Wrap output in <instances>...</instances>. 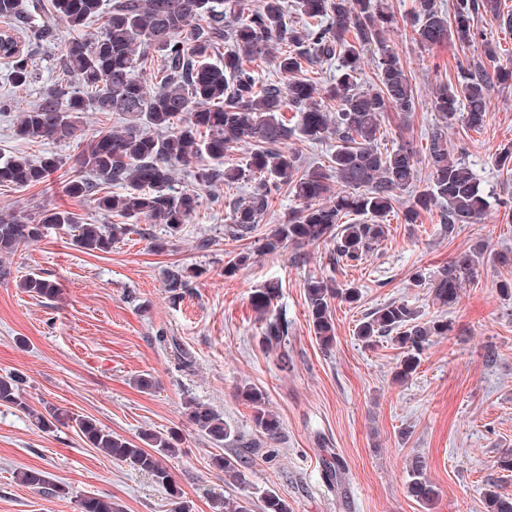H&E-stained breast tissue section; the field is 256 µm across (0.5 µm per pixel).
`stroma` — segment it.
<instances>
[{
  "mask_svg": "<svg viewBox=\"0 0 512 512\" xmlns=\"http://www.w3.org/2000/svg\"><path fill=\"white\" fill-rule=\"evenodd\" d=\"M412 0H387L396 22L388 32L412 80L418 107L406 121L389 116L381 147L413 143L425 151L436 119V88L453 81L459 66L481 60V46L453 45L424 49L410 39ZM73 32L54 25L50 44L38 49L35 77L11 87L9 66L0 59V98L12 100L0 111V158L32 160L55 153L61 167L46 183L15 190L0 187V212L37 216L49 208L80 214L94 224L112 223L90 200L63 190L79 169L75 142L17 139V118L34 105L61 73L62 54ZM491 107L480 131L461 125L448 129V149L476 173L490 204L484 223L469 224L455 237L440 233L438 211L408 224L401 211L388 217V233L362 263L332 266L324 246L294 244L263 254L233 275L226 262L244 248L229 237L227 204L255 185L252 176L229 186L205 188L197 165L175 171L178 187L199 191L200 205L182 231L166 237L164 227L139 221L108 252H84L71 230L51 226L39 241L6 259L11 270L0 279V375L23 379L27 410L0 406V512H78L81 495L110 497L117 512H173L175 503L154 480L88 447L72 422L39 430L30 410L52 404L71 417L88 416L129 440L141 432L177 431L181 441L166 465L190 501L193 512H214L224 498L244 497L254 512L261 498L276 491L293 512H486L489 486L512 495V472L498 461L512 451V299L501 296L497 282L512 274L500 258L512 257V173L489 162L498 146L512 142V84L493 85ZM166 238L164 251L155 239ZM487 241L493 253L463 284L446 316L452 324L421 355L409 379L394 381L400 351L390 340L367 345L356 335L366 314L404 300L428 320L438 313L427 286H415L414 273L433 276L449 260ZM189 265L199 276L183 297L168 298L166 270ZM36 273L57 284L60 294L46 300L20 283ZM311 277L335 278L341 287L358 288L360 298L333 301L336 340L324 349L307 320L304 283ZM270 280L280 296L271 316L288 322V368L260 344L262 323L251 296ZM178 337L191 354L192 371L174 366L158 331ZM148 373L152 390L141 391L135 376ZM250 385L263 390L266 406L281 423L278 441H264L253 409L238 394ZM192 397L223 413L244 440L261 443L239 486L212 465L215 455L239 453L238 444L213 445L183 414ZM420 456L440 490L437 503L422 507L407 493V467ZM340 460L341 483H332L326 462ZM26 468L44 470L50 480L69 486L54 497L16 479Z\"/></svg>",
  "mask_w": 512,
  "mask_h": 512,
  "instance_id": "35a3bbf8",
  "label": "stroma"
}]
</instances>
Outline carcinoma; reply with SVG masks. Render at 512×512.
Here are the masks:
<instances>
[{"mask_svg":"<svg viewBox=\"0 0 512 512\" xmlns=\"http://www.w3.org/2000/svg\"><path fill=\"white\" fill-rule=\"evenodd\" d=\"M51 0L52 17L78 32L63 53V67L78 76L79 86L57 83L47 87L38 102L22 112L15 129L21 140L65 141L80 137L76 114L125 112L133 124L101 131L81 151L80 173L65 184V193L76 199H92L107 214L145 219L162 224L169 235L182 231L199 206L195 191L175 187L174 170L204 159L200 168L202 186L234 184L249 173L259 179L249 194L230 203L226 232L234 238L250 237L267 212L272 194L289 190L301 204L288 212L251 249L244 248L224 266L228 276L250 264L254 252L273 253L289 244L311 243L329 250V263L360 264L388 232L386 217L395 210L398 193L409 192L403 211L406 224L417 223L422 213L440 211L441 232L451 236L466 224H480L488 202L469 165L448 150V126L462 123L478 130L490 110L494 83L512 80V66L500 62L497 47L484 42L490 67H460L455 82L439 86L434 93L438 122L432 129L424 158L427 175L419 176V159L411 142L382 150V121L396 113L408 119L417 101L408 75L386 34L393 17L383 0ZM33 0H0V18L25 26L26 42L9 30L0 32V59L10 62V82L23 87L33 80L32 59L37 49L53 37L51 20L35 19ZM487 16L512 28V16L502 13V0H455L453 11L444 12L436 0H413L410 11L411 39L424 48L447 42L469 48L482 37L475 17ZM302 26H296V20ZM101 22L100 31L85 37L80 31L91 22ZM224 46V58L211 60V50ZM378 49L374 59L375 84L362 87L365 51ZM161 53L164 75L150 91L136 74L150 51ZM264 59L288 77L283 86H258L246 62ZM336 61V82L327 91L299 77L304 65ZM336 101V115L324 110L320 98ZM293 112L297 123L285 117ZM292 138L311 142L333 139L336 149L330 165L303 167L298 156L283 145ZM245 150L243 166L226 167L224 157ZM491 161L512 172V144L498 147ZM61 165L53 153L39 162L11 157L0 161V186L24 189L47 181ZM119 186L121 194L102 190ZM357 219L343 224L345 216ZM48 224L66 226L75 232L74 243L89 252H108L112 242L125 235L127 223L102 224L83 221L68 210L49 209L33 219L21 213H0V255L13 254L35 242ZM488 248L462 252L442 267L430 282L432 300L441 308L454 304L462 285L476 273L475 255ZM194 271L175 268L166 273V288L172 301L182 298ZM21 287L45 299L58 295L56 285L39 275L25 278ZM308 318L315 338L323 348L332 347L335 329L331 303H354L358 289L341 288L333 279L310 278L305 284ZM279 296V285L269 282L251 297L253 308L265 314ZM445 317L422 320L419 311L405 301H391L358 324V339L367 345L378 338H391L401 350L395 378L403 382L420 364V354L432 338L448 335ZM156 340L171 350L178 368L189 371L191 355L174 336L161 330ZM260 344L277 355L281 368L289 366L288 322L276 317L264 320ZM241 396L252 406L253 422L268 440L276 441L280 421L265 407L264 392L245 386ZM0 405L19 408L46 429L59 419L60 409L50 405L37 412L26 404L22 379L0 376ZM188 423L212 444L240 442L239 435L224 421V414L197 402L185 401ZM84 441L112 459L152 477L178 500L177 512H192L182 500L164 458L175 453L177 433L144 432L136 444L101 426L89 417L72 419ZM242 457L217 455L214 465L225 478L243 485L246 475ZM407 493L425 507L435 504L439 488L427 475L425 460L416 456L407 469ZM28 487L64 497L69 490L50 481L43 470L28 468L18 473ZM487 512H512V496L488 489ZM79 512H114L112 499L86 496L78 501ZM261 512H292L288 501L268 491Z\"/></svg>","mask_w":512,"mask_h":512,"instance_id":"1","label":"carcinoma"}]
</instances>
